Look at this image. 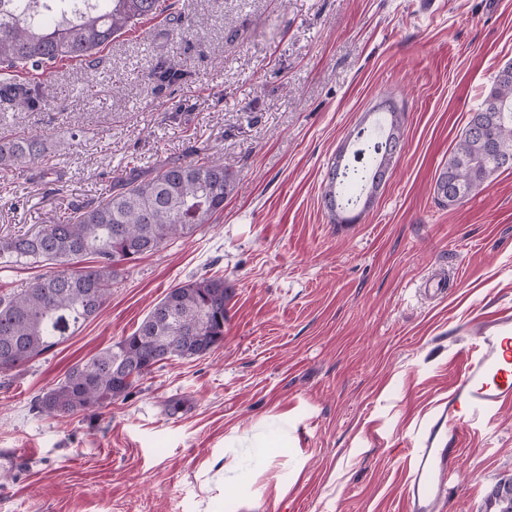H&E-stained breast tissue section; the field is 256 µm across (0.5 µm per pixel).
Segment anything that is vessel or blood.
<instances>
[{"label": "vessel or blood", "instance_id": "1", "mask_svg": "<svg viewBox=\"0 0 512 512\" xmlns=\"http://www.w3.org/2000/svg\"><path fill=\"white\" fill-rule=\"evenodd\" d=\"M458 361V376L409 456L407 512H436L459 474L473 426L512 404V310L488 314L478 326L474 349L461 351Z\"/></svg>", "mask_w": 512, "mask_h": 512}]
</instances>
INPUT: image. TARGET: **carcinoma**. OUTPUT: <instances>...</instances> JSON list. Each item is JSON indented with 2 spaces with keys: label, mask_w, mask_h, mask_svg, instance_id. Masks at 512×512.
<instances>
[{
  "label": "carcinoma",
  "mask_w": 512,
  "mask_h": 512,
  "mask_svg": "<svg viewBox=\"0 0 512 512\" xmlns=\"http://www.w3.org/2000/svg\"><path fill=\"white\" fill-rule=\"evenodd\" d=\"M166 0H94L75 13L69 0H0V96L33 106L32 88L16 82L15 72L40 71L63 59L91 65L95 50L132 23L169 12ZM170 31L181 36L194 17L169 12ZM46 145L38 135L0 137V167L23 168L39 159ZM190 161L160 165L141 179L117 178L106 195L76 204L64 220L41 224L0 238V264L48 263L57 269L0 296V374L26 367L95 317L112 291L117 268L191 237L224 211L237 190V173L195 152ZM386 135L363 127L351 157L332 162L323 194L331 223L360 201L358 190L373 186L380 171L392 167ZM512 171V63L495 74L470 116L434 186L441 208L461 204L500 171ZM91 256L95 265H71ZM232 288L222 277L179 283L164 294L137 329L97 354L74 363L65 377L40 398L48 416H75L105 409L125 397L157 366L175 359L200 358L224 342V314ZM512 479L497 483L488 500L498 512H512V495L493 499Z\"/></svg>",
  "instance_id": "1"
}]
</instances>
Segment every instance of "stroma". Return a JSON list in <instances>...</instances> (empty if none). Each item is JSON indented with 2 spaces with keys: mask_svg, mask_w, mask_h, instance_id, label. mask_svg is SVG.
Segmentation results:
<instances>
[{
  "mask_svg": "<svg viewBox=\"0 0 512 512\" xmlns=\"http://www.w3.org/2000/svg\"><path fill=\"white\" fill-rule=\"evenodd\" d=\"M174 2L198 19L186 38L137 21L98 50L96 74L61 61L37 107L0 101V136L46 143L28 168H0V237L196 148L240 178L210 224L122 265L95 318L0 376V512H406L415 432L481 317L512 308V171L452 209L433 193L512 61V0ZM160 63L182 82L149 83ZM388 100L405 147L359 220L331 223L327 171ZM211 275L233 288L219 348L108 408L39 412L72 364ZM436 275L451 286L433 299ZM509 477L512 406L477 426L436 512H488Z\"/></svg>",
  "mask_w": 512,
  "mask_h": 512,
  "instance_id": "35a3bbf8",
  "label": "stroma"
}]
</instances>
